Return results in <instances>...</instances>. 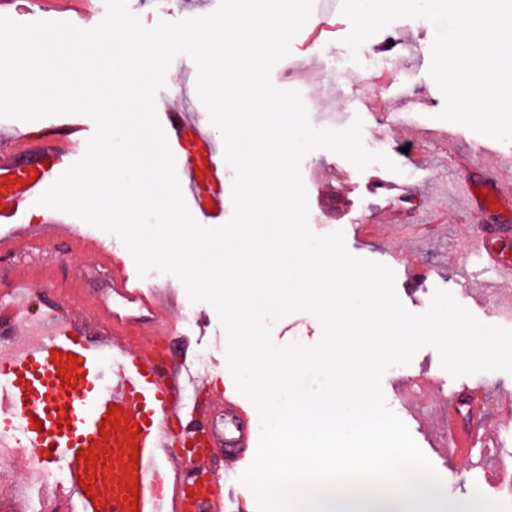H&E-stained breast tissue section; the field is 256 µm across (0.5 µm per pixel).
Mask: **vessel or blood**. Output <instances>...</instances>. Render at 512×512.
<instances>
[{
    "label": "vessel or blood",
    "instance_id": "obj_1",
    "mask_svg": "<svg viewBox=\"0 0 512 512\" xmlns=\"http://www.w3.org/2000/svg\"><path fill=\"white\" fill-rule=\"evenodd\" d=\"M172 94L155 98L168 142L182 156L180 181L193 207L204 218L224 216V146L214 141L203 115L188 104L172 107ZM62 135L45 141L40 160L22 163L19 155L31 141L19 130L0 133V259L29 248L38 239L61 240L71 251L95 257L116 270L112 299L92 303L73 291L70 311L52 306L49 325L19 353L0 358V444L15 445L40 468H62L65 484L53 498L77 500L80 512H230L243 507L232 495L253 437L241 402L213 386L207 407L186 405L171 396L172 381L200 387L185 373L177 354L161 364L155 349L167 334L156 316L164 306L157 289L143 287L122 256L104 240L81 229L70 213L46 209L41 235L23 219L38 198L85 155L92 130L74 115ZM469 253L496 276L512 279V261L487 242L475 240ZM31 322L16 301L0 305V333L16 336ZM460 393L449 390L440 410V455L459 447L464 414ZM108 434H101L105 415ZM41 429H34V421ZM203 430L206 441L190 457L174 455L188 433ZM224 457V477L212 482L197 501L187 487L215 455ZM94 494L86 496L81 483Z\"/></svg>",
    "mask_w": 512,
    "mask_h": 512
}]
</instances>
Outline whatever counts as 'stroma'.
Masks as SVG:
<instances>
[{
  "instance_id": "35a3bbf8",
  "label": "stroma",
  "mask_w": 512,
  "mask_h": 512,
  "mask_svg": "<svg viewBox=\"0 0 512 512\" xmlns=\"http://www.w3.org/2000/svg\"><path fill=\"white\" fill-rule=\"evenodd\" d=\"M317 21V14H310L290 42L288 57L297 61V69L286 72L281 61L272 67L270 80L276 88L322 98L321 89L329 76L320 65L311 62L310 55L318 43L332 56L346 52L345 39L352 23L347 17H340L335 31L322 34L315 42L311 32ZM434 37L435 29L427 19L402 18L392 22L363 44L366 51L386 57L385 71L371 72L362 60L352 63L350 76L338 80L335 96L324 98L326 108L344 109L351 117L361 118L364 148L371 152L382 150L399 170L394 173L374 163L361 171L331 151L309 152L300 163L309 206L308 226L318 236L342 231L350 254L389 267L395 275L397 296L409 312H425L435 290L441 288L481 322L512 329V320L504 317L505 311H512V283L498 282L492 272L480 271L467 255L470 242L485 237L512 257V233L501 230L502 225H512V201L489 209L477 201L465 204L447 193L449 184L461 179L490 191L497 174L512 168V142L485 138L464 125L440 119L445 97L429 74ZM390 38L408 43L409 51L384 53L382 46ZM402 81L421 111L419 122L411 130L398 126L393 109L396 87ZM359 98L371 103L373 112L357 107L355 101ZM380 176L396 183L392 198L373 193L372 184ZM365 221L372 225L368 239L354 235L352 230L353 225ZM14 262L20 267L31 265L47 270L51 275L50 281L35 292L33 305L37 308L64 301L63 288L67 285L100 299L112 286L111 268L67 251L58 241H41L38 249L17 255ZM414 269L428 274L418 289L405 282L408 271ZM161 285L175 289L178 297L179 307L169 320L168 343L184 360L186 370L206 382L222 379L225 394L237 396L227 362V332L216 309L205 301H191L177 276H168ZM322 334L320 321L307 311L288 313L270 324V339L277 347L292 343L311 346L319 342ZM423 372L458 390L478 382L488 393L483 424L497 428L499 446L495 456L474 469L471 481L465 484L453 475L460 458L438 457L430 446L432 432L405 409L397 411L442 482L446 493L441 501L444 512H457L462 501L469 512H484L486 496L496 492L487 479L498 472L500 457L512 455V423L498 424L496 407L499 396L512 394V373L492 371L455 377L442 368L438 351L425 346L410 363L391 366L384 373L381 386L385 401L395 399L394 382ZM31 468L20 453L9 464H0V505H9L11 512H47L51 506L50 497L27 482Z\"/></svg>"
}]
</instances>
